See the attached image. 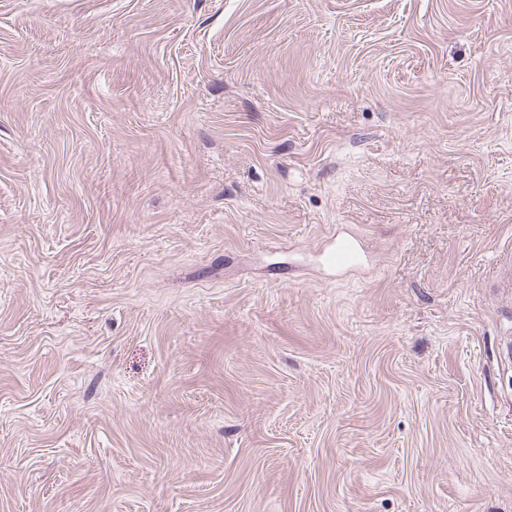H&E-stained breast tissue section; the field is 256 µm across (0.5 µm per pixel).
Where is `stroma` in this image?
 Returning <instances> with one entry per match:
<instances>
[{"instance_id":"1","label":"stroma","mask_w":512,"mask_h":512,"mask_svg":"<svg viewBox=\"0 0 512 512\" xmlns=\"http://www.w3.org/2000/svg\"><path fill=\"white\" fill-rule=\"evenodd\" d=\"M510 257L512 0H0V512H512ZM325 260L338 269L357 268L363 261L360 243L354 238L333 235Z\"/></svg>"}]
</instances>
